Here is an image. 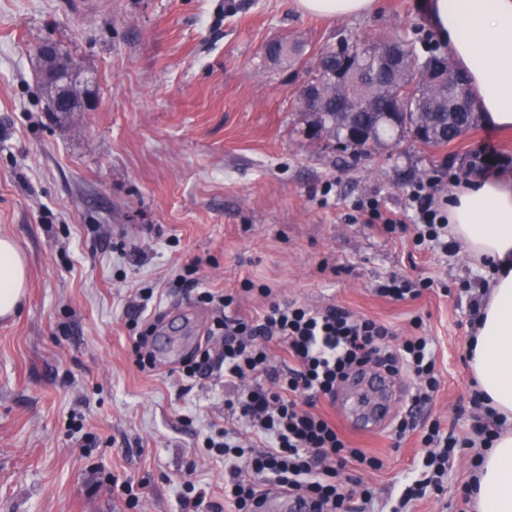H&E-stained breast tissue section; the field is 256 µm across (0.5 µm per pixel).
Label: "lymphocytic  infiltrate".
I'll list each match as a JSON object with an SVG mask.
<instances>
[{
    "label": "lymphocytic infiltrate",
    "instance_id": "f902f5d3",
    "mask_svg": "<svg viewBox=\"0 0 512 512\" xmlns=\"http://www.w3.org/2000/svg\"><path fill=\"white\" fill-rule=\"evenodd\" d=\"M501 163L496 149L486 145L447 180L435 177L416 184L410 200L421 224L418 241L440 244L448 238L444 184L492 175ZM199 270V262L187 263L178 284L196 288L197 301L210 305L215 317L182 371L189 379L222 375L236 389L235 397L224 402L225 414L246 420L251 431L243 438L227 428L204 439L207 452L222 459L229 471L225 499L234 512H257L264 488L271 484L306 499L310 512H358L354 497L370 500L373 490L365 487L354 492L342 474L351 466L376 469L381 462L363 449L350 447L335 421L318 412L316 404L323 398L334 399L337 385L353 370L376 367L394 375L407 373L417 388L409 409L395 425L396 436L405 438L418 428L420 407L431 401L440 385L427 339L413 336L393 344L394 334L385 324L335 306L273 303L252 321L232 313L236 295L198 290ZM153 297V289H141L126 312V324L136 332V362L144 370L154 367L146 350L155 327L147 314ZM273 344L287 355V369L271 365L268 350ZM485 409V415L461 438L442 434L438 424H429L421 438L426 449L424 478L405 488L403 502L420 496L423 487L441 482L455 449L492 446L505 419L494 409Z\"/></svg>",
    "mask_w": 512,
    "mask_h": 512
}]
</instances>
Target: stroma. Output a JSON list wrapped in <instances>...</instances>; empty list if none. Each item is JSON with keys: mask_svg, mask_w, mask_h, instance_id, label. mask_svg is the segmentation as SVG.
<instances>
[{"mask_svg": "<svg viewBox=\"0 0 512 512\" xmlns=\"http://www.w3.org/2000/svg\"><path fill=\"white\" fill-rule=\"evenodd\" d=\"M427 2L378 0L336 19L294 0H0V234L30 274L19 316L0 322V512H183L187 482L204 495L196 512L223 504L224 463L202 443L224 426L219 380L187 379L177 362L141 372L124 313L139 289H158L190 352L213 312L172 282L196 258L201 287L239 292L238 314L335 305L427 337L441 377L421 418L469 431V302L489 268L461 244L415 246L407 192L487 142L512 176V130L479 122L439 147L404 137L354 154L310 137L296 106L339 42L436 43ZM278 38L305 43L298 65L267 59ZM44 43L77 64L90 110L51 111ZM370 197L407 231L367 223L358 205ZM393 275L433 285L378 296ZM246 279L269 295L242 292ZM343 435L382 461L353 474L375 490L361 512H473L461 491L473 450L457 452L442 489L405 505L420 433Z\"/></svg>", "mask_w": 512, "mask_h": 512, "instance_id": "stroma-1", "label": "stroma"}]
</instances>
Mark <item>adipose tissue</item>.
<instances>
[{"mask_svg":"<svg viewBox=\"0 0 512 512\" xmlns=\"http://www.w3.org/2000/svg\"><path fill=\"white\" fill-rule=\"evenodd\" d=\"M303 14L330 18L372 13L377 0H295ZM438 39L476 94L483 120L512 127V0H430ZM448 236L478 262H492L491 291L481 308L471 368L489 406L508 425L476 470V512H512V178L488 176L448 199ZM28 288L27 258L0 235V319L16 316Z\"/></svg>","mask_w":512,"mask_h":512,"instance_id":"adipose-tissue-1","label":"adipose tissue"}]
</instances>
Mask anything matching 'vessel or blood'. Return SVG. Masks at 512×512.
<instances>
[{
  "instance_id": "b4317fda",
  "label": "vessel or blood",
  "mask_w": 512,
  "mask_h": 512,
  "mask_svg": "<svg viewBox=\"0 0 512 512\" xmlns=\"http://www.w3.org/2000/svg\"><path fill=\"white\" fill-rule=\"evenodd\" d=\"M399 394L395 379L373 371L349 379L336 396V407L350 428L369 433L388 422ZM259 512H306V506L288 493L274 492L261 500Z\"/></svg>"
}]
</instances>
